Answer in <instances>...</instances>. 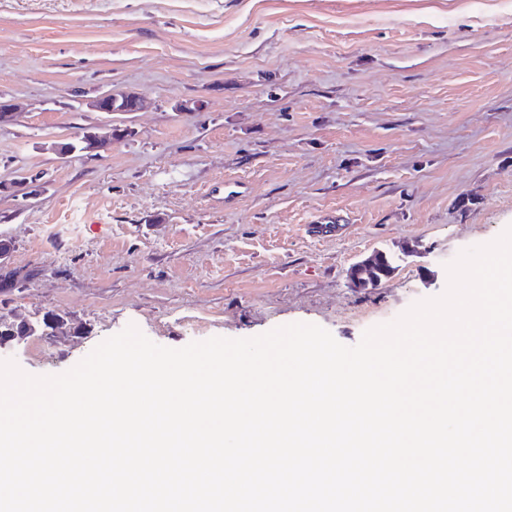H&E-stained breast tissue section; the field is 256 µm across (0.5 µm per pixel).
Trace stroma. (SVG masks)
Returning a JSON list of instances; mask_svg holds the SVG:
<instances>
[{
    "mask_svg": "<svg viewBox=\"0 0 512 512\" xmlns=\"http://www.w3.org/2000/svg\"><path fill=\"white\" fill-rule=\"evenodd\" d=\"M111 91L149 105L91 110ZM0 98V311L66 324L9 351L31 375L131 324L351 347L512 226V0H0ZM88 127L132 134L60 158ZM377 250L393 274L352 287Z\"/></svg>",
    "mask_w": 512,
    "mask_h": 512,
    "instance_id": "1",
    "label": "stroma"
}]
</instances>
